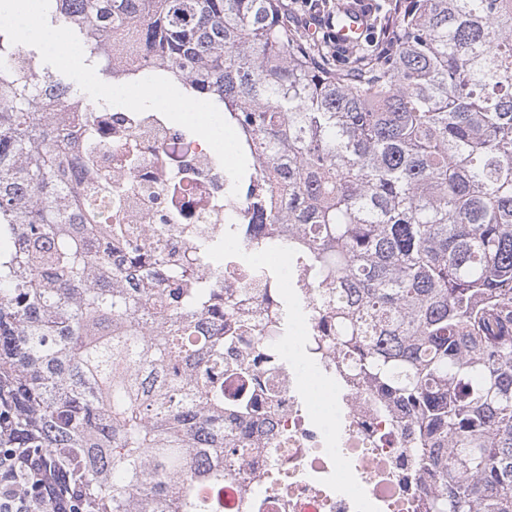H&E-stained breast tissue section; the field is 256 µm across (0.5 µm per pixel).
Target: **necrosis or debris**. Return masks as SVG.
<instances>
[{
	"mask_svg": "<svg viewBox=\"0 0 512 512\" xmlns=\"http://www.w3.org/2000/svg\"><path fill=\"white\" fill-rule=\"evenodd\" d=\"M171 108L168 101L149 110L82 105L84 125L94 133L89 147L95 162L78 188L90 189L102 178L121 184L128 207L119 223L164 254L184 250L200 236H219L228 223L238 227L243 250H250L259 233L295 247L289 225L257 224L249 194L229 193L225 165L204 142L169 123ZM211 271L225 297L248 311L245 326L235 332L236 346L255 383L273 398L272 404H255L242 456L224 460V512H242L249 489L274 475L287 477L288 496L262 512H414L420 492L409 479L413 460L399 453L400 430L380 414L362 383L337 377L348 362L324 347L330 322L326 289L310 290L299 329L305 357L316 361L330 385L332 421L300 398L292 374L275 375L279 338L270 331L272 309L253 266L228 255Z\"/></svg>",
	"mask_w": 512,
	"mask_h": 512,
	"instance_id": "1",
	"label": "necrosis or debris"
}]
</instances>
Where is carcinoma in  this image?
Segmentation results:
<instances>
[{
  "label": "carcinoma",
  "mask_w": 512,
  "mask_h": 512,
  "mask_svg": "<svg viewBox=\"0 0 512 512\" xmlns=\"http://www.w3.org/2000/svg\"><path fill=\"white\" fill-rule=\"evenodd\" d=\"M88 42L91 77L147 65L244 136L253 199L295 224L312 281L336 284V349L404 429L424 512H512V0H388L380 46L348 65L283 0H46ZM0 20V452L40 461L73 512H224L220 239L153 253L111 224L104 179L72 193L74 143L36 111L45 78ZM21 65L26 76L10 73ZM208 319L213 333L199 335Z\"/></svg>",
  "instance_id": "obj_1"
}]
</instances>
